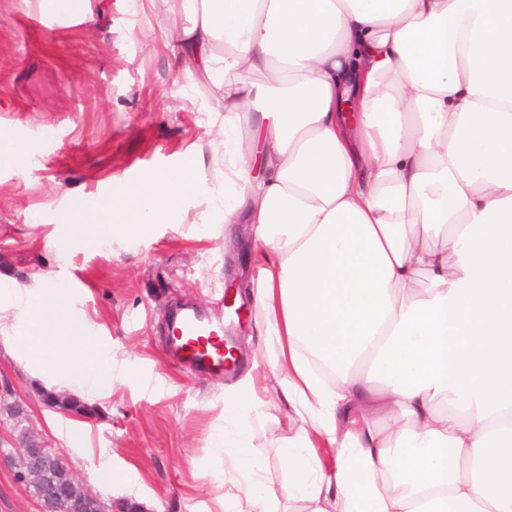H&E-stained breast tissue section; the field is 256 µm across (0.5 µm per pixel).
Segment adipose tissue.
Wrapping results in <instances>:
<instances>
[{"label": "adipose tissue", "instance_id": "ef3b65f1", "mask_svg": "<svg viewBox=\"0 0 512 512\" xmlns=\"http://www.w3.org/2000/svg\"><path fill=\"white\" fill-rule=\"evenodd\" d=\"M151 2L224 109L208 193L264 252L253 296L300 420L276 448L295 512H512V0ZM201 191L189 159L56 221L95 248L90 225L142 235ZM0 343L38 351L40 378L79 398L131 378L46 278L0 293ZM261 404L251 380L224 394L213 453L236 490L219 512H281L253 444Z\"/></svg>", "mask_w": 512, "mask_h": 512}]
</instances>
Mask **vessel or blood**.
Masks as SVG:
<instances>
[{"label":"vessel or blood","instance_id":"1","mask_svg":"<svg viewBox=\"0 0 512 512\" xmlns=\"http://www.w3.org/2000/svg\"><path fill=\"white\" fill-rule=\"evenodd\" d=\"M168 349L172 357L192 370L214 374L232 369L220 320L191 309H177L170 318Z\"/></svg>","mask_w":512,"mask_h":512}]
</instances>
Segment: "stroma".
Listing matches in <instances>:
<instances>
[{"label": "stroma", "mask_w": 512, "mask_h": 512, "mask_svg": "<svg viewBox=\"0 0 512 512\" xmlns=\"http://www.w3.org/2000/svg\"><path fill=\"white\" fill-rule=\"evenodd\" d=\"M163 11L127 0H89L84 21L60 20L41 0H0V134L32 141L35 155L0 163V273L33 286L40 275L63 284L75 313L116 365L138 375L114 384L81 416L47 403L38 377L0 352V385L27 405L29 425L67 456L77 480L104 503L139 501L145 512H216L224 492L214 476L212 436L224 424V392L267 354L247 288L256 249L248 225L211 223L208 195L136 239L97 249H63L54 222L76 194L106 195L114 182L197 157L195 177L222 180L209 143L224 111L196 89L162 47ZM237 279L240 321L232 334L242 361L219 375L194 374L167 353L171 313L192 304L217 314ZM267 379L265 404L252 413L263 475L285 499L287 465L274 441L299 423ZM0 512H40L0 447Z\"/></svg>", "instance_id": "obj_1"}]
</instances>
